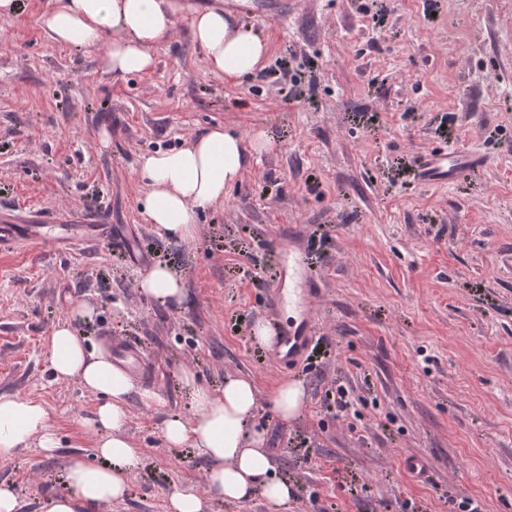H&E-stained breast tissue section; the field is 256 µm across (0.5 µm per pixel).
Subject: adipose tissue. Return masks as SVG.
Returning a JSON list of instances; mask_svg holds the SVG:
<instances>
[{
	"instance_id": "adipose-tissue-1",
	"label": "adipose tissue",
	"mask_w": 512,
	"mask_h": 512,
	"mask_svg": "<svg viewBox=\"0 0 512 512\" xmlns=\"http://www.w3.org/2000/svg\"><path fill=\"white\" fill-rule=\"evenodd\" d=\"M182 12L181 0H58L45 26L55 42L100 50L105 72L125 76L153 67L152 46ZM190 18L194 39L213 72L238 79L259 70L267 45L252 27L225 16L220 6L191 13ZM247 156L244 141L221 126L184 147L143 156L140 172L149 187L144 208L150 222L179 238L191 237L196 210L223 204L224 190L239 179ZM49 349L57 377H78L101 396L89 428L103 463L72 460L66 472L70 491L50 499L47 512H98L124 497L125 477L138 460L124 434L130 395L138 394L149 406L162 399L153 389H136L109 353L89 349L69 323L55 326ZM258 405L254 381L229 375L221 396L196 390L192 417L168 418L163 436L169 447L188 445L210 459L207 483L225 500L245 501L257 493L283 512L294 490L276 474L262 431L249 425ZM46 422L41 402L0 395V458L33 440L44 452H53L57 439Z\"/></svg>"
}]
</instances>
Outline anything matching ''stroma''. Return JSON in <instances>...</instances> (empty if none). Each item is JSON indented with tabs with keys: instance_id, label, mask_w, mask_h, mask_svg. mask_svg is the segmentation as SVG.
Instances as JSON below:
<instances>
[{
	"instance_id": "stroma-1",
	"label": "stroma",
	"mask_w": 512,
	"mask_h": 512,
	"mask_svg": "<svg viewBox=\"0 0 512 512\" xmlns=\"http://www.w3.org/2000/svg\"><path fill=\"white\" fill-rule=\"evenodd\" d=\"M56 4L21 0L0 18V204L21 224L94 215L131 231L147 263L105 244L0 241V395L42 402L58 441L0 460L19 512H46L69 490V463L95 459L85 421L98 399L55 378L48 354L82 303L95 313L73 327L90 346L118 336L165 369L162 405L129 398L141 462L101 512H166L187 485L204 512H274L259 495L225 501L209 460L166 445L165 420L192 413L187 369L214 395L225 374L252 378V424L295 490L287 512H459L465 499L512 512V0H300L285 21L274 0H242L234 16L268 44L244 80L209 70L183 14L152 69L106 74L99 52L48 36ZM216 124L270 140L223 205L196 213L192 238L169 236L147 219L140 159ZM445 146L480 153L483 168L419 183L420 161ZM298 255L317 277L316 301L298 297L317 339L291 368L253 330L290 323L267 299ZM159 263L183 283L163 304L138 288ZM286 380L306 403L284 424L270 400Z\"/></svg>"
}]
</instances>
